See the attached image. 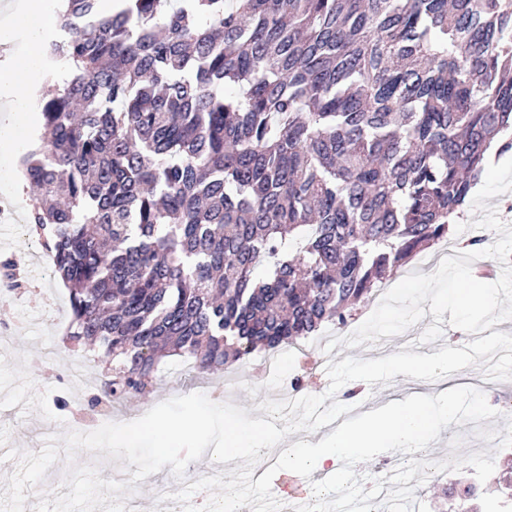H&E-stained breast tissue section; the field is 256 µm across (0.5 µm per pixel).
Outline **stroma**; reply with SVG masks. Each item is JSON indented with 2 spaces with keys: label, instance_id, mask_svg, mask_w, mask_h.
Masks as SVG:
<instances>
[{
  "label": "stroma",
  "instance_id": "stroma-1",
  "mask_svg": "<svg viewBox=\"0 0 512 512\" xmlns=\"http://www.w3.org/2000/svg\"><path fill=\"white\" fill-rule=\"evenodd\" d=\"M31 115L17 113L13 125L0 131V144L11 140L14 148H0V203L28 207L27 192L12 193L5 189L8 175H20L21 159L26 147H38L39 139H28ZM32 242L25 235L11 234L8 244H0V263L11 260L24 270L32 285L26 294H0V320L14 328L11 336L0 339V452L11 449L37 453L47 439L68 431L89 432L105 421L130 422L143 416L155 405L173 397L194 393L197 374L189 363L173 361L161 366L159 382L146 395L124 400L110 417H96L94 422H77L61 402H87L90 392L83 385L71 384L58 377L61 363L83 364L88 373L102 370L93 356L72 355L61 347L62 330L57 325L58 312L53 297L65 296L62 283L52 271L42 270L30 261ZM433 315L425 317L403 334L380 337L375 344L348 348L336 346L328 355L330 372L321 382L305 386L297 396V404L283 420L280 429L289 442L314 436L317 414L339 415L376 408L397 400L435 396L448 392L458 396L460 414L427 449L429 456L439 458L454 453L459 459L458 474L475 483H497L502 472L512 469V417H498L503 403L512 400V339L507 332L512 323L496 324L494 331L467 333L444 326L441 338L423 344L419 338L433 325ZM456 344L459 352L448 373L412 378L381 377L365 381L354 376L352 366L360 360L380 358L410 347L412 353L431 355ZM267 353L259 349L243 360L226 365L212 375L210 383L219 389L224 401L247 409L249 417L262 416L264 409L276 408L277 387L265 382L258 369ZM93 465L101 479L129 480L122 461L101 460L96 454L79 451L74 457H60L51 466L25 508L32 512L39 496L53 493L62 484L69 465Z\"/></svg>",
  "mask_w": 512,
  "mask_h": 512
}]
</instances>
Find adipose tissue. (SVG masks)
Wrapping results in <instances>:
<instances>
[{"instance_id":"ef3b65f1","label":"adipose tissue","mask_w":512,"mask_h":512,"mask_svg":"<svg viewBox=\"0 0 512 512\" xmlns=\"http://www.w3.org/2000/svg\"><path fill=\"white\" fill-rule=\"evenodd\" d=\"M0 30L21 32L20 49L0 63V95L11 103L12 111L26 109L25 99L15 96V88L28 81L33 71L41 70L43 49L54 37L52 16L46 0H24L17 12L0 13ZM456 353L445 349L436 356L396 354L364 361L362 373L374 377L385 373L393 377L424 376L448 369ZM459 412L455 396L414 398L363 412L318 441H299L284 446L277 427L258 419L245 418L224 430L225 462L248 460L253 464L252 482L265 487V464L275 460L280 469L300 473L324 472L336 475L341 460L360 462L396 448H425Z\"/></svg>"}]
</instances>
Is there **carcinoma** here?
Segmentation results:
<instances>
[{"instance_id":"cac0c4a2","label":"carcinoma","mask_w":512,"mask_h":512,"mask_svg":"<svg viewBox=\"0 0 512 512\" xmlns=\"http://www.w3.org/2000/svg\"><path fill=\"white\" fill-rule=\"evenodd\" d=\"M58 25L21 166L66 339L112 358L89 410L167 357L213 374L346 324L512 152V0H66Z\"/></svg>"}]
</instances>
